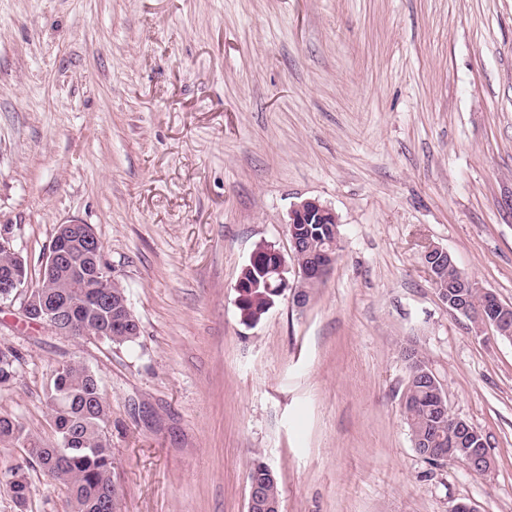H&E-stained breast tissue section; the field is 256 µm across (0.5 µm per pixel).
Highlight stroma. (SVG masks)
<instances>
[{"label": "stroma", "instance_id": "stroma-1", "mask_svg": "<svg viewBox=\"0 0 512 512\" xmlns=\"http://www.w3.org/2000/svg\"><path fill=\"white\" fill-rule=\"evenodd\" d=\"M317 198L342 251L305 309L244 324L235 284ZM92 225L134 344L0 306V412L55 438L43 388L77 360L112 407L114 512H512V340L476 333L421 257L512 305V0H0V226L38 272ZM487 438L482 476L412 445L402 350ZM29 512H66L29 472ZM19 356L10 348H0V387L10 385L17 374ZM258 465L259 464H255L252 470H250L248 473V475L250 476L249 507L251 508L252 506H256L258 508H261L262 510L280 512L281 498L276 474L271 470L272 472L270 473L272 477H270L269 472L267 470H263L259 472L256 479L261 483V486L264 489L265 498L271 501H279L280 503L271 502L264 499L261 492L259 491V486L257 485V482L251 477V473L258 470Z\"/></svg>", "mask_w": 512, "mask_h": 512}]
</instances>
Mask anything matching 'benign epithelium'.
<instances>
[{"mask_svg":"<svg viewBox=\"0 0 512 512\" xmlns=\"http://www.w3.org/2000/svg\"><path fill=\"white\" fill-rule=\"evenodd\" d=\"M336 213L327 204L317 198H305L295 203L289 213L288 238L290 241V252L298 251L297 237L301 233V224H334ZM74 246L82 248L87 259V266L105 264L104 248L101 241L88 224L69 223L56 226L55 233L48 248L45 261L42 262L38 278L28 279L26 287H17V277L8 276L0 280L1 288H17L15 298L22 302V316L28 322L40 323L37 316L41 310L47 307L46 300L31 291L35 283L44 278L46 272L57 266L63 259L67 258ZM266 255L270 258L268 270L277 280V294L281 295L285 290H291L292 304L298 308L306 307L307 302L300 293V289L288 288V272L294 271L297 279L308 276L323 279L336 264L338 254L331 251L326 252L321 263L316 265L300 266L293 264L288 267L285 255L271 243L260 245L250 256L246 267H251L261 257ZM425 268L430 280H435V271L440 269L444 263L452 264L454 260L447 250L439 246H430L423 254ZM477 290L483 296V306L473 312L467 307L469 292ZM439 299L448 309L456 315L468 314L476 317L478 328L495 336L512 335V306L504 304L498 296L490 289L485 288L475 278L462 271H457L455 280L448 283V290L441 291ZM479 433L467 421L455 418V429L448 436V449L439 448L434 454L440 457L458 459V462L465 466L470 472L482 475L490 471L492 458L488 448H480L478 444ZM250 505L265 510V512H281L280 503L271 502L262 496L259 486L255 480H250Z\"/></svg>","mask_w":512,"mask_h":512,"instance_id":"obj_1","label":"benign epithelium"}]
</instances>
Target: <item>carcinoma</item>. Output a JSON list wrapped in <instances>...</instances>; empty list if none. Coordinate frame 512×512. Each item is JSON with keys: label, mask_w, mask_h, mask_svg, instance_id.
Instances as JSON below:
<instances>
[{"label": "carcinoma", "mask_w": 512, "mask_h": 512, "mask_svg": "<svg viewBox=\"0 0 512 512\" xmlns=\"http://www.w3.org/2000/svg\"><path fill=\"white\" fill-rule=\"evenodd\" d=\"M324 226L311 224L303 239L304 256L318 257L323 249L340 248V241L329 244L323 240ZM80 256L58 265L39 293L66 304L68 315L79 322L105 332L112 329V315L125 313L120 308L127 295L122 282L112 271L98 274L96 288L84 290L73 287L71 264ZM245 278L251 287L238 304L243 322L258 323L271 308L278 295L277 281L267 277L263 265L251 268ZM136 315L128 317L120 336H105L103 341L123 346L139 337ZM19 356L10 348H0V387L10 385L17 374ZM417 366L407 364V377L403 396V414L410 435L431 437L433 447H448V430L453 428V416L438 408L425 385L417 377ZM95 373L79 361L57 366L44 388V399L50 410L56 441L45 444L24 428L12 416L0 413V445L19 447L25 452V465L15 468L7 483L8 491L18 512H26L31 489L26 469L38 468L49 479L67 489L69 512H111L109 503L116 496L112 482V447L105 428L109 422L110 405L105 398ZM257 480L264 489L265 498L280 500L278 480L263 470Z\"/></svg>", "instance_id": "1"}]
</instances>
